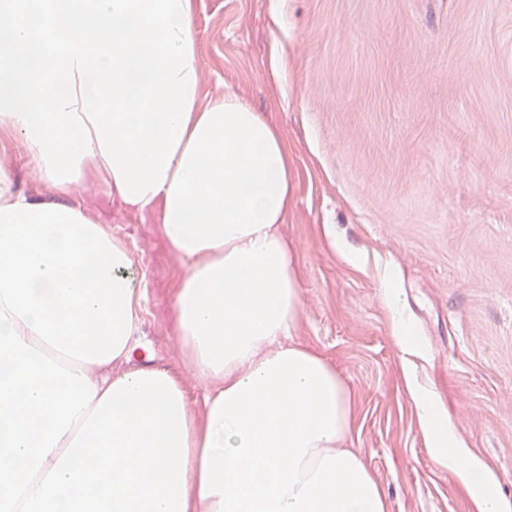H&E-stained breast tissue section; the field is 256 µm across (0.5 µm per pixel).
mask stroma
Masks as SVG:
<instances>
[{"label":"stroma","instance_id":"stroma-1","mask_svg":"<svg viewBox=\"0 0 512 512\" xmlns=\"http://www.w3.org/2000/svg\"><path fill=\"white\" fill-rule=\"evenodd\" d=\"M194 4L201 103L235 93L288 145L297 337L351 388L354 445L390 512H474L430 454L406 365L512 498V0ZM0 166L48 199L17 143L0 141ZM64 202L127 243L144 290L139 339L179 368L178 263L159 214L93 180ZM387 273L419 354L393 334Z\"/></svg>","mask_w":512,"mask_h":512}]
</instances>
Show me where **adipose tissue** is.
I'll return each instance as SVG.
<instances>
[{
	"mask_svg": "<svg viewBox=\"0 0 512 512\" xmlns=\"http://www.w3.org/2000/svg\"><path fill=\"white\" fill-rule=\"evenodd\" d=\"M193 22L194 0H0V138L52 195L0 168V512H390L346 380L296 337L288 148L235 94L200 106ZM91 176L160 214L180 370L137 361L126 243L58 202ZM406 384L477 512H512Z\"/></svg>",
	"mask_w": 512,
	"mask_h": 512,
	"instance_id": "1",
	"label": "adipose tissue"
}]
</instances>
